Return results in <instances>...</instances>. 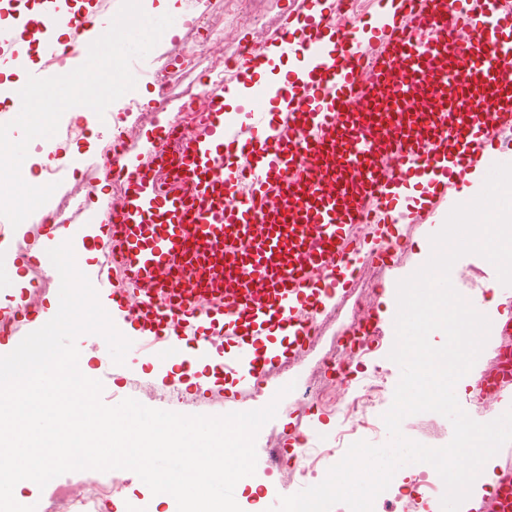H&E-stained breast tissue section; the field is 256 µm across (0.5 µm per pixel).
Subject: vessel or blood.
Masks as SVG:
<instances>
[{"label": "vessel or blood", "instance_id": "vessel-or-blood-1", "mask_svg": "<svg viewBox=\"0 0 512 512\" xmlns=\"http://www.w3.org/2000/svg\"><path fill=\"white\" fill-rule=\"evenodd\" d=\"M41 19L0 27V58L20 61L26 45L54 54L69 33L80 60L105 33L121 0H94L77 20L69 0H39ZM302 22L285 17L266 50L239 55V76L270 52L299 57L301 72L253 86V111H224L229 83L210 87L202 128L181 131L170 154L149 141L151 164L113 149L102 166L122 177L123 201L109 212L101 248L112 258L93 285L134 325L131 349L165 360L203 352L207 330L250 348L280 333L295 353L309 323L339 306L363 266H383L399 250L389 226L407 185L426 207L411 223H433L461 201L466 176L489 170L498 135L512 131V0H391L370 23L333 27L321 0ZM332 44H325V35ZM275 101L278 120L262 107ZM65 131L45 140L46 171L67 161ZM365 224V236L352 234ZM47 239L77 236L60 214L42 221ZM28 304L0 312L13 336L31 322ZM378 310L351 325L352 345L376 336Z\"/></svg>", "mask_w": 512, "mask_h": 512}]
</instances>
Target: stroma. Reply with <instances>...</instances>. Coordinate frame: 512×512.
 Here are the masks:
<instances>
[{"label":"stroma","mask_w":512,"mask_h":512,"mask_svg":"<svg viewBox=\"0 0 512 512\" xmlns=\"http://www.w3.org/2000/svg\"><path fill=\"white\" fill-rule=\"evenodd\" d=\"M147 7L150 15L162 12L174 18L170 30L146 61L144 70L147 76L158 75L165 79L170 99L168 110L175 113L182 106L195 102V93L206 66L202 58L190 66L181 63L178 46L182 39L194 35L198 28L220 24L224 27L227 50H234L243 42L259 50L269 42L284 12L302 11L304 4L303 0H202L193 14L186 13L184 0H148ZM132 96L141 102V110L127 111L129 98L122 97L113 102L112 113L128 144L135 147L141 140L157 134L162 115L152 112L153 94L144 80L137 82ZM109 146L110 140L103 130L95 137L72 138L65 143L64 150L73 165L48 201V209H63L71 223L88 225L87 208L95 207L100 196L112 194L111 176L93 163L94 157L100 156ZM77 199L85 203V210L74 207L73 202ZM39 221V214H31L11 241L0 245V260L16 268L21 277L16 287L0 290V309L9 307L15 297L30 295L33 298L31 306L38 314L36 323L41 326L45 323L44 313L59 302L60 284L54 273L40 277L32 267L42 241ZM394 234L400 239L401 247L393 262L382 268H363L345 305L319 318L317 334L309 346L288 361L268 366L258 388L249 391L232 406L236 412L259 409L266 406L281 387L287 384L292 387L289 397L296 402L294 414L276 415L262 427L256 438L257 464L253 480L263 488L265 495L289 496L309 486L310 481L302 472L303 457H285L281 466L271 472L265 468L267 458L296 437L306 438V449L317 458L318 473L322 476L344 456L352 443L365 440L381 445L388 440L382 415L391 406L400 379L389 358L395 341L392 319H385L383 323L380 347L353 364L352 386L365 384L374 368H381L383 400L351 434H344L343 416L336 410L337 403L350 401L351 393L326 371L325 366L335 359L346 330L359 318L362 307L369 305L386 311L385 295L374 289V282L381 281L391 287L419 267L430 237L428 226L402 224L395 228ZM39 277L43 278L45 286L37 291L32 283ZM450 279L457 292H473L486 302L489 321L512 313V296H501L493 290L497 273L487 259L475 254L461 257L453 265ZM76 346L83 374L101 381V399L109 406L133 398L154 409L174 410L186 415H218L225 408V393L235 388V377L225 376L220 369L212 370L210 363L205 361L198 363L194 382L184 385L181 394L176 395L167 387L162 370L150 355L129 354L124 363H114L105 340L94 334L79 336ZM402 431L405 436L430 447L446 445L453 435L447 418L435 412L406 417ZM100 479L105 483L119 480L124 487L119 493L90 502V512H108L114 501L123 503L125 512H153L157 497L134 472L107 471L101 473Z\"/></svg>","instance_id":"1"}]
</instances>
